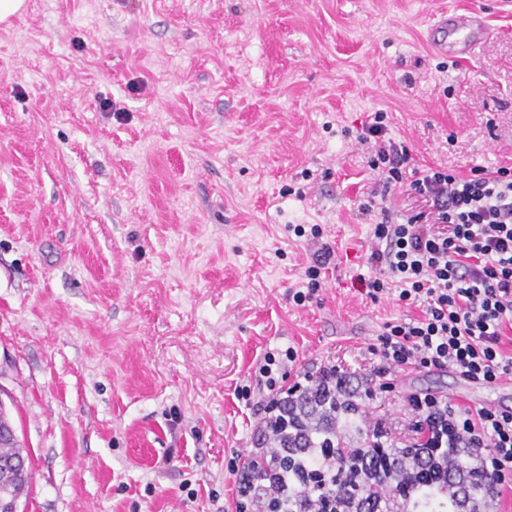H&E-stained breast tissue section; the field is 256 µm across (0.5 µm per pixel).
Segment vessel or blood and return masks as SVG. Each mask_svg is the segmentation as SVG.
Returning a JSON list of instances; mask_svg holds the SVG:
<instances>
[{
    "mask_svg": "<svg viewBox=\"0 0 512 512\" xmlns=\"http://www.w3.org/2000/svg\"><path fill=\"white\" fill-rule=\"evenodd\" d=\"M439 36L432 45L439 54L458 60L475 56L483 40L491 36L492 31L479 12L460 15L454 12L441 15L433 25Z\"/></svg>",
    "mask_w": 512,
    "mask_h": 512,
    "instance_id": "1",
    "label": "vessel or blood"
}]
</instances>
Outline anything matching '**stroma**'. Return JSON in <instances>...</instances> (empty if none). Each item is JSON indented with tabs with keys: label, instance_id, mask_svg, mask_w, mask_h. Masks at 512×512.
<instances>
[{
	"label": "stroma",
	"instance_id": "1",
	"mask_svg": "<svg viewBox=\"0 0 512 512\" xmlns=\"http://www.w3.org/2000/svg\"><path fill=\"white\" fill-rule=\"evenodd\" d=\"M492 28L466 62L433 17ZM419 168H512V0H27L0 23V400L27 512H225L238 391L294 348L350 374L385 323L359 278L375 112ZM320 225L336 269L296 304ZM465 405L502 390L415 374Z\"/></svg>",
	"mask_w": 512,
	"mask_h": 512
}]
</instances>
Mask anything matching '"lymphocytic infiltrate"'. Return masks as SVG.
Returning a JSON list of instances; mask_svg holds the SVG:
<instances>
[{"mask_svg":"<svg viewBox=\"0 0 512 512\" xmlns=\"http://www.w3.org/2000/svg\"><path fill=\"white\" fill-rule=\"evenodd\" d=\"M385 118L375 113L364 127L380 141L371 167L384 188L403 184L430 202L432 218L375 224L369 262L377 274L361 286L371 300L393 293L422 314L385 324L377 364L356 380L329 362L299 367L290 347L264 354L254 386L240 391L255 411L249 448L226 465L235 478L233 512H426L432 499L450 502L451 512H499L503 490L512 489V410L412 392L404 398L412 419L400 429L369 409L377 393L413 373L449 371L489 388L512 380V355L501 347L512 327V172L462 177L411 167L406 145L382 143ZM310 234L307 288L293 295L299 305L336 267L320 227ZM290 373L296 380L284 385ZM374 448L408 458L397 469H372L365 454ZM462 457L490 485L489 498L456 495ZM349 473L356 489L339 482Z\"/></svg>","mask_w":512,"mask_h":512,"instance_id":"lymphocytic-infiltrate-1","label":"lymphocytic infiltrate"}]
</instances>
